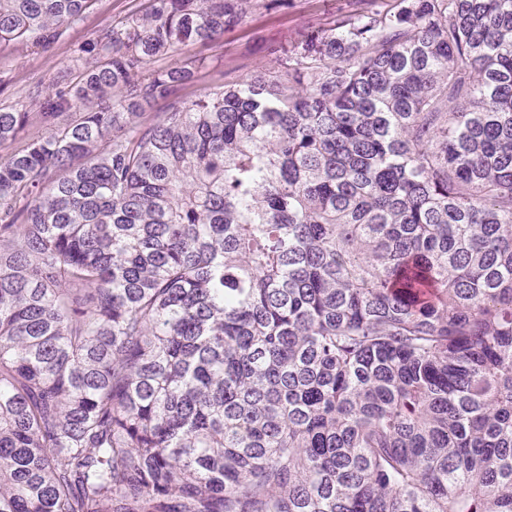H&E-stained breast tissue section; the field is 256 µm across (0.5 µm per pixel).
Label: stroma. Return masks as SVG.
<instances>
[{
  "label": "stroma",
  "instance_id": "obj_1",
  "mask_svg": "<svg viewBox=\"0 0 512 512\" xmlns=\"http://www.w3.org/2000/svg\"><path fill=\"white\" fill-rule=\"evenodd\" d=\"M351 4L352 0H288L287 5L269 10L249 5L242 25L216 41L191 48V56L203 59L204 64L183 87V100L201 98L226 81L275 71L268 46L299 42L320 18ZM144 6L145 0H94L80 20L62 27L58 40L47 52L29 42L0 43V107L31 113V127L39 129L41 96L55 92L61 74H68L74 82L79 79L83 69L79 47L100 30L142 13Z\"/></svg>",
  "mask_w": 512,
  "mask_h": 512
}]
</instances>
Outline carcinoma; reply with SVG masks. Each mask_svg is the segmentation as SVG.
<instances>
[{
  "label": "carcinoma",
  "instance_id": "cac0c4a2",
  "mask_svg": "<svg viewBox=\"0 0 512 512\" xmlns=\"http://www.w3.org/2000/svg\"><path fill=\"white\" fill-rule=\"evenodd\" d=\"M89 2L0 0V42ZM357 2L187 102L202 60L153 63L246 0H148L42 100L0 163V512H512V0Z\"/></svg>",
  "mask_w": 512,
  "mask_h": 512
}]
</instances>
